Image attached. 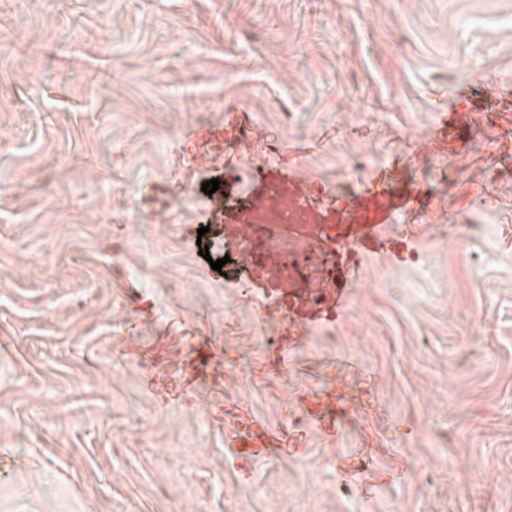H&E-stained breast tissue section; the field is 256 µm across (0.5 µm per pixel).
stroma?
Here are the masks:
<instances>
[{
    "mask_svg": "<svg viewBox=\"0 0 512 512\" xmlns=\"http://www.w3.org/2000/svg\"><path fill=\"white\" fill-rule=\"evenodd\" d=\"M1 471L0 512H512V0H0ZM280 198L275 195L267 199L263 208L266 211L261 212L257 215V219H260L264 224H282L284 219L289 218L293 224H303L306 220V214L301 210L293 209L292 204L288 201V196H281V203L277 209L269 210L278 206Z\"/></svg>",
    "mask_w": 512,
    "mask_h": 512,
    "instance_id": "35a3bbf8",
    "label": "stroma"
}]
</instances>
